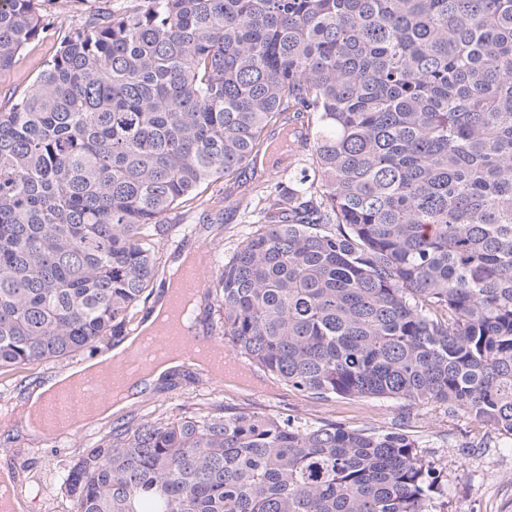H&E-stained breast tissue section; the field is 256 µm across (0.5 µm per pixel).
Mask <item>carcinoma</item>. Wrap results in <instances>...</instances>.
<instances>
[{"label":"carcinoma","instance_id":"obj_1","mask_svg":"<svg viewBox=\"0 0 512 512\" xmlns=\"http://www.w3.org/2000/svg\"><path fill=\"white\" fill-rule=\"evenodd\" d=\"M0 0V69L51 20ZM300 125L308 165L211 288L234 351L311 398L462 411L512 446V0H134L0 110V374L121 343L170 217ZM399 431L150 418L54 480L75 512H437Z\"/></svg>","mask_w":512,"mask_h":512}]
</instances>
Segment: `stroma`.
Segmentation results:
<instances>
[{"label":"stroma","instance_id":"obj_1","mask_svg":"<svg viewBox=\"0 0 512 512\" xmlns=\"http://www.w3.org/2000/svg\"><path fill=\"white\" fill-rule=\"evenodd\" d=\"M108 5L109 0H48L54 34L27 45L10 68L0 70V108L9 107L31 88L71 27ZM303 164L298 158L292 166L248 170L223 183L213 206L186 213L183 225L172 228L163 250L165 263L203 250L211 257L204 271L212 273L213 260L231 255L247 230L246 202L263 187L287 177L290 167ZM90 358V353L81 352L0 375V410L20 405L30 387ZM246 371L247 380L241 383L183 365L171 372L169 381L145 388L111 418L65 432L58 441L26 431L24 423L0 420V465L11 468L17 492L28 501V512H72L73 499L65 486L49 477L59 467L74 464L89 441L110 438L113 431L149 413L174 420L215 406L246 408L308 423L402 429L418 441L421 454L440 476L441 512H512V450L498 447L495 433L466 414L439 405L410 406L396 399L310 398L255 365H247Z\"/></svg>","mask_w":512,"mask_h":512}]
</instances>
